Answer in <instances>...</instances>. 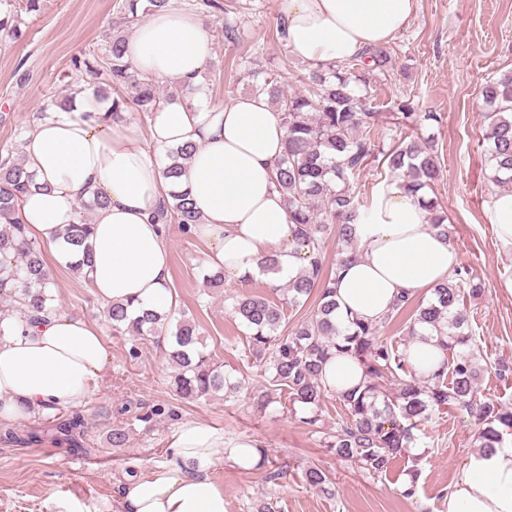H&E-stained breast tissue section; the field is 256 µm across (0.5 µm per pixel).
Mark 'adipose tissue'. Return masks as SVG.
I'll return each instance as SVG.
<instances>
[{
  "mask_svg": "<svg viewBox=\"0 0 512 512\" xmlns=\"http://www.w3.org/2000/svg\"><path fill=\"white\" fill-rule=\"evenodd\" d=\"M415 8L416 0H281L287 47L312 66L389 43ZM126 45L140 78L198 90L213 54L206 22L175 10L150 15ZM74 100L68 112L49 108L25 140V164L37 187L21 199L18 217L64 264L69 251L62 229L73 223L81 202L106 198L94 212L91 262L84 269L102 306L124 304L134 316L173 306L170 251L152 215L169 188L159 158L187 143L196 150L181 186L202 217L194 232L208 245L206 264L229 278L264 275L276 285L305 266L303 252L288 242V209L274 184L286 130L267 95L240 94L216 104L200 91L191 100L178 94L153 112L143 131L88 119L99 106L86 92ZM355 249L336 282L342 320H381L399 291L430 292L460 261L433 229L429 212L396 182L376 194L368 221L356 229ZM269 255L278 265L268 275L263 263ZM0 327V423L46 404H84L106 360L96 324L53 313L26 330L11 319ZM221 447L244 469L260 459L253 439L228 445L223 430L178 423L169 442L171 462L126 484L123 512H226L224 488L209 478ZM448 512H512V442L469 454L448 492Z\"/></svg>",
  "mask_w": 512,
  "mask_h": 512,
  "instance_id": "obj_1",
  "label": "adipose tissue"
}]
</instances>
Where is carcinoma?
Listing matches in <instances>:
<instances>
[{
    "mask_svg": "<svg viewBox=\"0 0 512 512\" xmlns=\"http://www.w3.org/2000/svg\"><path fill=\"white\" fill-rule=\"evenodd\" d=\"M171 6V0H119L117 12L125 27L138 24L143 15ZM41 0H9L0 13V35L18 38L21 13L40 10ZM126 38L114 34L101 54L73 60L85 67L101 91L113 90L110 118L125 112L150 116L173 93L144 81L126 57ZM386 48L364 51L352 62L331 61L309 68L307 88L287 93L280 76L268 73L256 92L267 94L280 109L286 128L285 151L278 162L274 182L282 192L290 221L291 242L307 249L308 266L282 288L284 297L269 299L241 292L231 296V308L245 328L243 353L264 367L267 386L258 401L260 408L273 402L288 405L292 414L308 425L320 421L322 405L332 397L339 401L343 415L326 437V448L337 458L355 464L375 478L387 474L393 460L416 447L422 425L435 412L464 409L479 425V448L491 450L512 433V407L477 397L479 368L476 339L470 333L467 299L483 294L481 284L457 269L452 277L433 288L428 300L401 294L379 322L336 319V272L355 257L352 249L357 225L366 220L351 179L359 176L376 148L371 131L379 129L381 113L374 110L370 95H358L355 88H367L369 75L387 70ZM487 105L483 113L485 140L493 166L492 181L512 183V72L490 79L482 90ZM393 120L405 128L419 119L435 120L433 112L420 114L412 102L392 105ZM195 151L187 144L168 153L166 175L177 178L184 161ZM383 163L401 186L418 197L431 214L432 226L448 236V225L438 198L430 195L439 169L431 146L401 141L382 153ZM34 185L33 174L24 167L20 148L0 149V289L9 288V303L0 310V321L14 317L18 323L37 324L43 315L55 311L50 288L52 277L41 245L29 228L16 220L21 197ZM106 204L105 198L85 203L76 210L75 222L65 234L73 246L67 268L77 276L90 263L86 240L91 234L89 213ZM162 224H178L190 232L201 223L188 192L174 191L156 213ZM336 233L341 248L332 267L325 266V236ZM317 295L310 314L293 324L288 333L280 331L288 320L285 309L303 306ZM176 309L164 314L144 310L131 317L125 307L113 305L106 320L114 335H129L135 344L130 355H139L143 341L170 339L167 361L173 368L175 390L191 398H204L233 391L238 383L229 372L211 360L201 346L199 325L186 316L175 318ZM410 314L405 322L409 342H394L381 331L398 314ZM430 329L443 337L447 352L436 368L425 371L413 365L410 341ZM337 356L356 359L363 367V380L345 390H333L323 383V366ZM4 437L22 445L50 444L65 455H87L86 420L79 410L44 407L38 419L20 420L0 428ZM305 481L329 491L326 472L315 466L305 470Z\"/></svg>",
    "mask_w": 512,
    "mask_h": 512,
    "instance_id": "carcinoma-1",
    "label": "carcinoma"
}]
</instances>
